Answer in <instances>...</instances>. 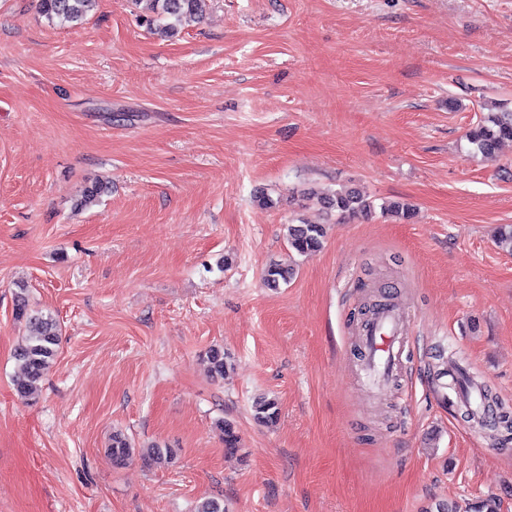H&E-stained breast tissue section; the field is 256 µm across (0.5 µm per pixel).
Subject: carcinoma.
<instances>
[{"mask_svg": "<svg viewBox=\"0 0 512 512\" xmlns=\"http://www.w3.org/2000/svg\"><path fill=\"white\" fill-rule=\"evenodd\" d=\"M143 5V19L155 31L165 37L174 35L177 26L187 19H194L201 13L203 0H136ZM97 6V0H37L40 14L51 22L61 25L80 23ZM468 141L476 153L493 158L499 146L512 141V109L489 112L469 132ZM107 190V185L95 181L87 186L80 200L86 206L97 201ZM306 198H314L326 215H337L339 219L356 216L368 217L375 212L374 200L357 188L333 192H319L313 188L303 190ZM381 213L400 221L411 218L413 208L401 201H389L380 205ZM325 228L321 224L288 225V246L297 255L307 257L319 251L324 242ZM294 267L278 263L270 264L265 270L264 284L271 290L288 283L295 275ZM13 313L16 319L28 324V334L15 349L14 358L21 369L15 390L24 397L34 395L43 380L51 362L58 355L61 343V328L58 320L50 315L32 309L26 289L15 293ZM206 372L218 380L232 369L231 358L221 347L210 348L203 357ZM278 403L274 399L260 398L254 404V418L263 424L277 419ZM224 440V448L235 451L239 446V435L235 425L229 421L218 422ZM115 466H122L138 456L156 468L168 467L174 463L177 451L173 448L153 445L137 449L132 441L122 435H112V446L108 449Z\"/></svg>", "mask_w": 512, "mask_h": 512, "instance_id": "carcinoma-1", "label": "carcinoma"}]
</instances>
